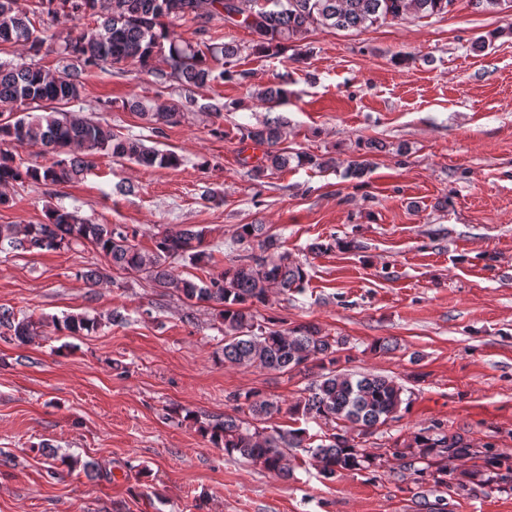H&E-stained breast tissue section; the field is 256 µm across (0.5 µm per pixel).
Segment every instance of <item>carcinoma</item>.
Masks as SVG:
<instances>
[{
  "label": "carcinoma",
  "instance_id": "cac0c4a2",
  "mask_svg": "<svg viewBox=\"0 0 512 512\" xmlns=\"http://www.w3.org/2000/svg\"><path fill=\"white\" fill-rule=\"evenodd\" d=\"M455 0H0V46L22 47L38 55L45 44L58 42L60 53L71 58L70 70L57 74L34 62L0 61V109L17 117L0 123V185L63 184L91 166L89 156L102 152L116 160L146 167L171 168L180 164L173 152L146 146L135 135H119L100 123L76 117L62 106L81 100L84 71L91 67L137 64L162 80L178 83L184 96L175 102L146 111L140 101L130 108L142 115L152 132L185 120L198 107L195 91L209 83L233 76L240 47H200L180 42L170 24L192 18L202 24L214 15L224 22L250 30L252 50L268 56L298 45L297 55L310 51L302 44L317 28L338 31L367 30L377 24L398 21L408 15L420 18L445 14ZM288 98L281 86L267 88L261 99L274 107ZM49 104L40 115L27 111ZM241 140L266 147L260 162L250 169L253 179L288 165V155L278 144L281 126L243 127ZM37 146L53 161L47 166H24L6 146ZM139 232L120 224H94L77 211L55 207L42 224H1L0 243L14 250H56L77 243L91 244L112 268L144 274L161 288L171 289L192 301H211L221 307L224 321V362L244 368L270 371L318 367L322 373L307 394L289 408L297 419L333 425V433L314 443L305 428H259L252 421H266L280 413L278 402L256 392L233 394L237 414H226L201 425L200 431L228 456L240 458L279 478L290 475L287 451L299 449L314 462L325 479L348 471L376 472L391 454L415 481L433 483L438 500L445 494L471 495L485 488L512 491V457L489 444L474 448L461 435L429 428L414 433L402 444L373 452L348 436L351 429L365 435L371 429L397 419L408 410L406 389L391 378L354 375L336 370L346 344L313 324L281 329L272 321L260 322L253 307L266 303L269 293L300 289L306 278L303 267L288 253L279 251L277 237L263 224H242L238 241L255 246L260 254L241 256L217 278L199 284L175 275L169 267L181 260L196 268L211 258L201 249L206 230L174 225L154 235L153 248L137 242ZM0 326L20 342L34 334L35 322L15 320L0 313ZM95 320L70 315L63 329L72 335L91 332ZM247 413L242 418L239 413ZM472 462L465 481L448 479L455 462Z\"/></svg>",
  "mask_w": 512,
  "mask_h": 512
}]
</instances>
